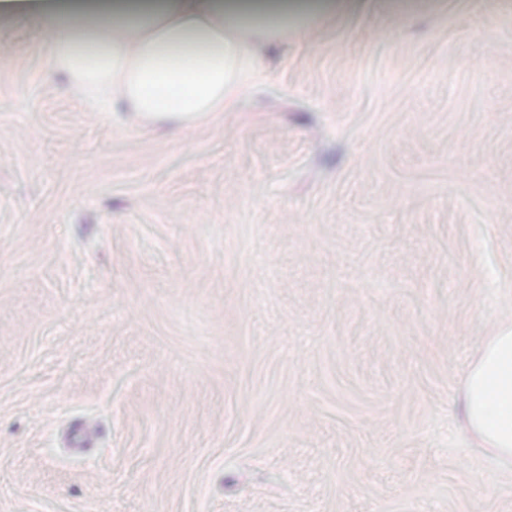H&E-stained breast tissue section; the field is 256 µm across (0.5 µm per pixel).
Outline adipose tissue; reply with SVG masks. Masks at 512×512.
<instances>
[{
    "label": "adipose tissue",
    "instance_id": "adipose-tissue-1",
    "mask_svg": "<svg viewBox=\"0 0 512 512\" xmlns=\"http://www.w3.org/2000/svg\"><path fill=\"white\" fill-rule=\"evenodd\" d=\"M336 0H0L37 18L48 75L99 112L187 127L236 111L261 55ZM471 436L512 469V329L490 337L462 396Z\"/></svg>",
    "mask_w": 512,
    "mask_h": 512
}]
</instances>
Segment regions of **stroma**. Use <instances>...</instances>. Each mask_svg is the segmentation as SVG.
Listing matches in <instances>:
<instances>
[{"instance_id": "stroma-1", "label": "stroma", "mask_w": 512, "mask_h": 512, "mask_svg": "<svg viewBox=\"0 0 512 512\" xmlns=\"http://www.w3.org/2000/svg\"><path fill=\"white\" fill-rule=\"evenodd\" d=\"M0 15V512H512V0H347L145 127ZM464 390L462 418L471 436L512 469V329L490 336Z\"/></svg>"}]
</instances>
